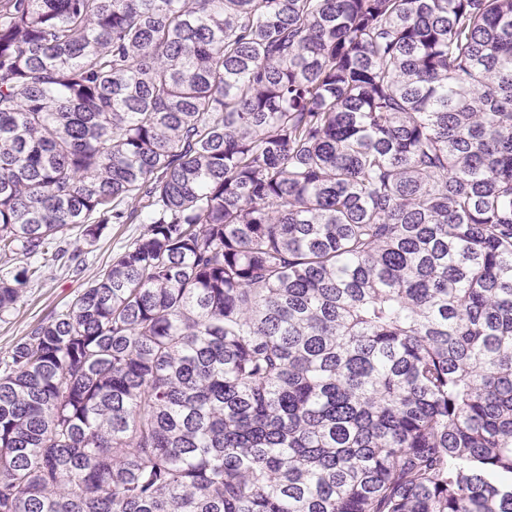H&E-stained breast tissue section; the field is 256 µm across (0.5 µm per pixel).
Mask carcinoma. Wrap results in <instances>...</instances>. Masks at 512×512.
Returning a JSON list of instances; mask_svg holds the SVG:
<instances>
[{"label": "carcinoma", "instance_id": "1", "mask_svg": "<svg viewBox=\"0 0 512 512\" xmlns=\"http://www.w3.org/2000/svg\"><path fill=\"white\" fill-rule=\"evenodd\" d=\"M0 512H512V0H0ZM145 228L144 224H109L89 245L82 226L70 227L63 238L69 250L79 247L85 252L82 269L74 271L66 266L68 263L63 265L64 259L42 268L39 281L27 286L17 308L0 318V351L13 346L51 311L71 303L88 282L106 271L118 249L139 237Z\"/></svg>", "mask_w": 512, "mask_h": 512}]
</instances>
